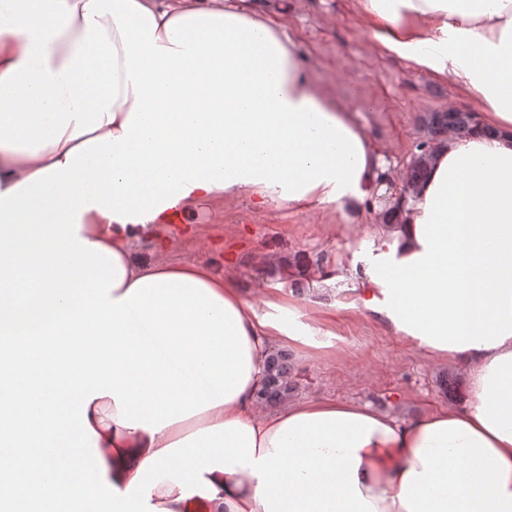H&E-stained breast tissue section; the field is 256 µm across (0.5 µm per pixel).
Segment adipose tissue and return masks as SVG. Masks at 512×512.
Wrapping results in <instances>:
<instances>
[{"instance_id": "ef3b65f1", "label": "adipose tissue", "mask_w": 512, "mask_h": 512, "mask_svg": "<svg viewBox=\"0 0 512 512\" xmlns=\"http://www.w3.org/2000/svg\"><path fill=\"white\" fill-rule=\"evenodd\" d=\"M383 56L477 123L414 183L230 0H0V486L112 512H512V0H356ZM377 215L354 308L466 372L459 407L258 409L269 352L311 345L230 273L132 258L203 200Z\"/></svg>"}]
</instances>
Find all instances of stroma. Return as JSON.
Wrapping results in <instances>:
<instances>
[{"label": "stroma", "instance_id": "stroma-1", "mask_svg": "<svg viewBox=\"0 0 512 512\" xmlns=\"http://www.w3.org/2000/svg\"><path fill=\"white\" fill-rule=\"evenodd\" d=\"M281 23L319 84L338 97L363 132L403 172L415 146L427 137L433 112L464 108L458 88L381 56L364 33L353 0H251ZM371 215L349 220L336 208L259 209L244 199L197 204L160 234L130 242L134 259L155 258L159 245L178 264L205 263L220 270L233 259L244 298L258 314L269 301L297 310L324 335L319 347L284 345L293 364L291 401L341 399L410 417L429 407L461 405L463 368L411 346L367 313L350 310L372 248ZM322 282L320 304L307 300L311 282Z\"/></svg>", "mask_w": 512, "mask_h": 512}]
</instances>
